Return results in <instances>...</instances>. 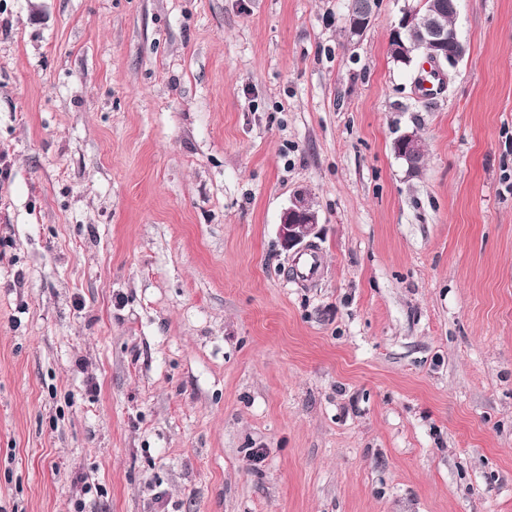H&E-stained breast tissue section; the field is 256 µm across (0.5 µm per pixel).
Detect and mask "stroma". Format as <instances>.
I'll list each match as a JSON object with an SVG mask.
<instances>
[{
	"instance_id": "35a3bbf8",
	"label": "stroma",
	"mask_w": 512,
	"mask_h": 512,
	"mask_svg": "<svg viewBox=\"0 0 512 512\" xmlns=\"http://www.w3.org/2000/svg\"><path fill=\"white\" fill-rule=\"evenodd\" d=\"M401 3L0 0V512H512V0ZM368 1L369 0H347L348 3L346 8L348 17L364 15L361 18L352 17L350 20L347 18V35L351 42L354 40H360L375 20L379 2L373 0L371 10L366 13ZM405 33L416 35V46L422 50L424 59L434 69L430 72L439 75L442 66L454 67L463 57L465 47L453 27L448 31L441 28L432 14L421 11L416 0H405L400 8L398 25L392 27L389 39L394 44V52L407 48L403 39ZM393 151L399 158L409 160L423 155L424 145L415 132L407 131L394 139ZM318 214L304 192H295L278 224V237L285 251L300 252L304 242L316 234Z\"/></svg>"
}]
</instances>
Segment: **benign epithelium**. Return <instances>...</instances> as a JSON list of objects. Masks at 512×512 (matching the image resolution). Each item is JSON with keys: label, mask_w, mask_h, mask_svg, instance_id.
Instances as JSON below:
<instances>
[{"label": "benign epithelium", "mask_w": 512, "mask_h": 512, "mask_svg": "<svg viewBox=\"0 0 512 512\" xmlns=\"http://www.w3.org/2000/svg\"><path fill=\"white\" fill-rule=\"evenodd\" d=\"M378 6L379 2L375 0L371 10L363 17L346 21L349 40H359L364 36L375 20ZM406 33L416 35V46L422 50L424 59L433 66L434 75L445 65L455 66L465 53V47L455 29L441 28L432 14L421 11L416 0H404L398 24L390 31L389 39L394 42V51L406 49ZM393 151L396 156L409 160L424 154V145L415 132L407 131L394 139ZM317 226L318 214L307 195L303 192L294 193L278 224V237L283 250L301 251L306 239L315 234Z\"/></svg>", "instance_id": "7a95c632"}]
</instances>
